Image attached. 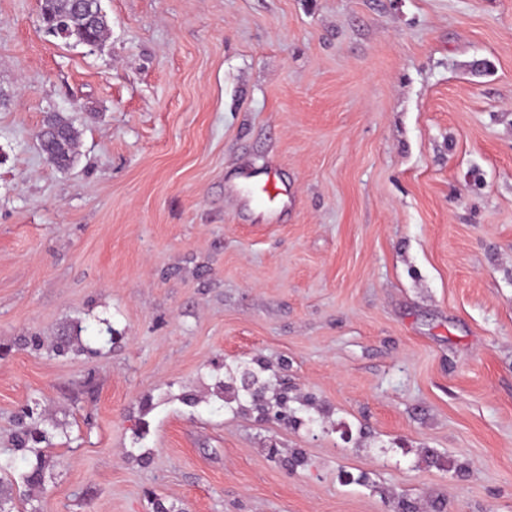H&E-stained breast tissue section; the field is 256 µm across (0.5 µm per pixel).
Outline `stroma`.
I'll return each instance as SVG.
<instances>
[{
	"label": "stroma",
	"instance_id": "obj_1",
	"mask_svg": "<svg viewBox=\"0 0 512 512\" xmlns=\"http://www.w3.org/2000/svg\"><path fill=\"white\" fill-rule=\"evenodd\" d=\"M100 4L91 48L0 0L18 512H512V0ZM260 361L294 422L222 398ZM79 136V130L70 118L52 113L41 126L38 146L51 165L58 170H68L76 159ZM31 419L29 412L23 411L22 414L15 417L13 425L16 430L13 438V447L9 450L11 455L3 458L0 456V473L15 476L17 471L16 459L18 452L31 451L35 453V461L28 460L23 454L21 455L27 462V468L17 473V479L26 486H37L42 483L44 471L46 469V458L41 451L36 448L29 447L30 442L39 443L48 440L47 432L35 427L32 423L26 421Z\"/></svg>",
	"mask_w": 512,
	"mask_h": 512
}]
</instances>
